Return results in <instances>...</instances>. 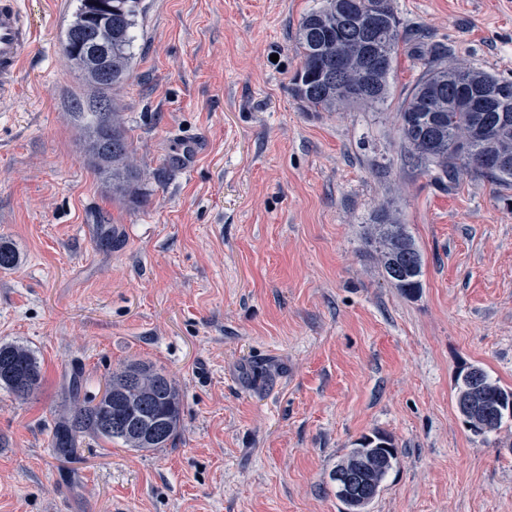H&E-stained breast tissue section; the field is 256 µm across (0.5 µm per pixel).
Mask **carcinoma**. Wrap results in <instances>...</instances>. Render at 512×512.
Segmentation results:
<instances>
[{
    "label": "carcinoma",
    "instance_id": "carcinoma-1",
    "mask_svg": "<svg viewBox=\"0 0 512 512\" xmlns=\"http://www.w3.org/2000/svg\"><path fill=\"white\" fill-rule=\"evenodd\" d=\"M141 0H78L63 39L70 66L90 95L75 102L73 116L86 135V157L109 179L112 199L134 204L145 178L134 157L112 92L126 84L133 67V42ZM302 59L291 86L294 97L316 112L348 106L378 107L390 95L389 77L402 41L393 0H321L296 32ZM399 129L410 158L439 182L473 173L512 185V80L428 58L398 111ZM366 243L374 248L386 280L413 298L422 288L423 256L407 225L380 210ZM15 246L0 239V270L20 263ZM41 364L28 346L0 341V388L27 400L40 388ZM72 406L52 435L61 455L87 433L134 451L165 448L182 428V398L175 380L150 364L132 361L112 373L97 400L80 398L81 382L70 387ZM455 406L466 429L481 436L512 418V389L479 366L459 371ZM393 439L381 432L363 436L336 464L330 480L357 459L375 465L363 478L370 493L355 496L343 486L336 496L344 512H366L397 461Z\"/></svg>",
    "mask_w": 512,
    "mask_h": 512
}]
</instances>
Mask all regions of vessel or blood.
Wrapping results in <instances>:
<instances>
[{"label": "vessel or blood", "instance_id": "obj_1", "mask_svg": "<svg viewBox=\"0 0 512 512\" xmlns=\"http://www.w3.org/2000/svg\"><path fill=\"white\" fill-rule=\"evenodd\" d=\"M36 28L21 10L19 0H0V95L12 91L25 49L34 41ZM201 151L191 138L180 139L171 157L180 169H188Z\"/></svg>", "mask_w": 512, "mask_h": 512}]
</instances>
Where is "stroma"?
<instances>
[{
  "mask_svg": "<svg viewBox=\"0 0 512 512\" xmlns=\"http://www.w3.org/2000/svg\"><path fill=\"white\" fill-rule=\"evenodd\" d=\"M77 0H20L37 23L0 97V340L37 353L29 400L0 388V512H342L329 474L361 436L399 449L369 512H512V418L462 425L455 376L512 388V187L442 186L397 113L434 51L512 79V0H393L401 44L383 109L314 112L291 94L294 37L320 0H142L114 99L147 176L113 201L72 116L62 39ZM200 139L191 171L169 159ZM424 255L422 290L385 279L380 206ZM139 360L169 373L179 434L137 452L51 446L74 374L101 396Z\"/></svg>",
  "mask_w": 512,
  "mask_h": 512,
  "instance_id": "35a3bbf8",
  "label": "stroma"
}]
</instances>
